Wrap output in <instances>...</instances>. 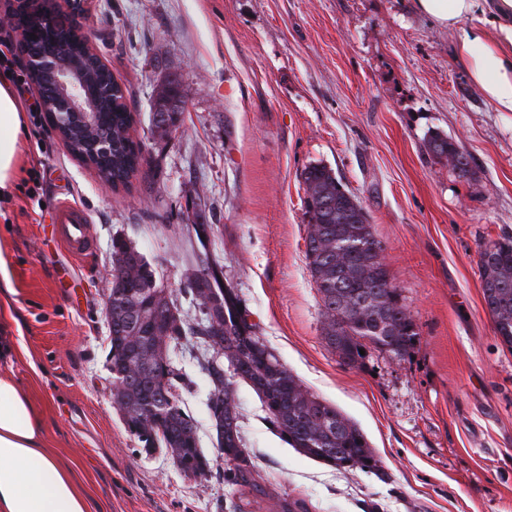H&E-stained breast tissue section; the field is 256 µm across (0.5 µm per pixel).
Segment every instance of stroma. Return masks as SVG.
Returning <instances> with one entry per match:
<instances>
[{"label": "stroma", "instance_id": "1", "mask_svg": "<svg viewBox=\"0 0 512 512\" xmlns=\"http://www.w3.org/2000/svg\"><path fill=\"white\" fill-rule=\"evenodd\" d=\"M79 23L126 89L144 162L111 192L68 150L43 113L26 116L17 176L0 200V375L42 409L49 447L71 467L94 512H512V351L482 296L481 246L512 235V113L495 111L457 61L456 32L410 0H93ZM174 78L181 122L161 137L152 95ZM456 138L475 175L457 177L425 149ZM331 168L370 216L392 283L417 325L394 359L367 350L340 362L305 255V167ZM88 216L92 251L72 256L54 223L59 202ZM236 288L243 316L311 394L366 435L377 467L336 469L291 448L259 396L230 391L255 467L246 491L224 480L209 384L196 339L174 361L211 471H178L145 453L113 399L104 307L112 239L144 254L188 321L181 290L198 244Z\"/></svg>", "mask_w": 512, "mask_h": 512}]
</instances>
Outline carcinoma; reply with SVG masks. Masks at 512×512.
Returning a JSON list of instances; mask_svg holds the SVG:
<instances>
[{
    "label": "carcinoma",
    "instance_id": "cac0c4a2",
    "mask_svg": "<svg viewBox=\"0 0 512 512\" xmlns=\"http://www.w3.org/2000/svg\"><path fill=\"white\" fill-rule=\"evenodd\" d=\"M29 25L36 49L52 50L68 38L65 31L49 27L35 15ZM72 51L85 56L86 70L93 74L88 83L98 104L93 133H112V153L93 160L94 169L100 177L125 185L137 173L142 153L141 144L129 136L134 115L120 102L122 96L111 92L114 79L99 68L97 58L85 54L78 43ZM155 106L169 114L168 127L155 129L162 136L177 126L184 112L177 83L163 85ZM427 144L430 152L451 162L458 177L467 180L472 176L469 156L453 137L433 132ZM302 177L310 216L306 259L320 295L328 346L349 366L360 365L364 359L360 351L372 346L403 358L413 348L418 332L401 292L380 260L383 248L373 234L369 215L331 169L310 165ZM478 267L494 335L512 350V236L483 247ZM213 269L221 271L223 266L197 256L186 268L184 283L185 290L203 306L215 291L224 296L220 332L211 331L206 316L194 325L182 317L168 325L164 312L176 309L171 295L157 283L155 271L135 245L121 236L112 238V288L105 320L112 368L124 373L112 393L113 402L127 417L124 424L129 433L145 448L164 449L185 474L202 477L211 471L210 459L200 447L197 422L176 393L184 375L171 359V351L181 341L194 337L215 354L204 370L211 384L210 417L217 451L225 462H233L224 474L230 484L252 485V468L229 390V370L252 387L272 426L304 456L344 470L375 466L364 433L336 407L303 388L259 337L240 330L238 295L224 285V278L212 275Z\"/></svg>",
    "mask_w": 512,
    "mask_h": 512
}]
</instances>
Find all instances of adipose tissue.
<instances>
[{
	"mask_svg": "<svg viewBox=\"0 0 512 512\" xmlns=\"http://www.w3.org/2000/svg\"><path fill=\"white\" fill-rule=\"evenodd\" d=\"M434 25L458 31L457 59L499 112H512V0H413ZM24 107L0 74V195L10 190ZM0 512H91L73 471L47 448L41 412L8 375L0 376Z\"/></svg>",
	"mask_w": 512,
	"mask_h": 512,
	"instance_id": "1",
	"label": "adipose tissue"
}]
</instances>
